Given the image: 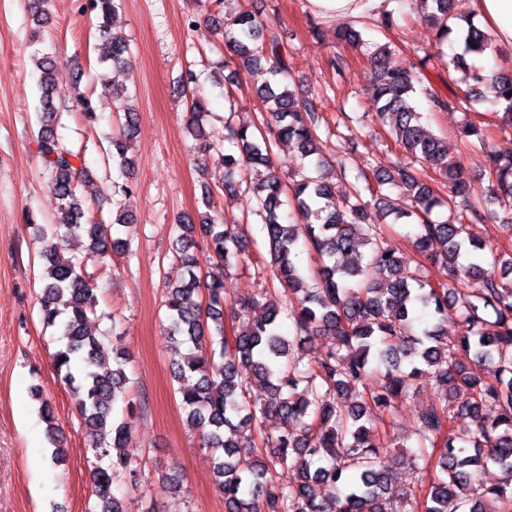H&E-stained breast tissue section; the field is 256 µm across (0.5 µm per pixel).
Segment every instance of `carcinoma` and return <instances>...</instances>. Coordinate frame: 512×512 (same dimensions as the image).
<instances>
[{"instance_id":"1","label":"carcinoma","mask_w":512,"mask_h":512,"mask_svg":"<svg viewBox=\"0 0 512 512\" xmlns=\"http://www.w3.org/2000/svg\"><path fill=\"white\" fill-rule=\"evenodd\" d=\"M224 16V45L249 69H262L270 78L258 88L263 106L262 124L224 126L223 144H211L214 161L224 164V190L244 194L261 217L269 247L270 274L293 300V335H284L282 309L269 303L259 317L250 316L266 290L253 289L235 300L242 323L232 338L224 331V270L244 250V228L236 219L211 210L199 224L178 225L173 251L186 277L165 286L166 334L178 356L174 375L179 380L180 401L187 420L199 429L203 447L213 453L214 475L224 495L225 512H458L468 502L465 493L479 492L468 512H512V280L484 276L483 247L470 234V224L489 215L487 205L512 202V154L485 142L481 129L465 124L460 136L476 138L486 156L488 185L475 193L461 163L448 159L446 142L422 121L413 106L419 84L409 68L389 61L386 45L373 51L368 92L376 105V118L390 127L394 144L421 168L438 173L448 184L442 200L427 181L407 164L394 173L373 171L377 187L350 184L349 201L336 204L334 185L328 177L345 175L344 160L331 166L319 131L325 119L314 99H299L284 80L290 62L279 34L264 25L239 0ZM418 13L435 27L445 41L455 30L456 0H415ZM122 0H85L83 11L100 19L101 31ZM460 31L465 53L482 56L495 48L490 34L465 16ZM128 44L112 33L102 44V56L115 67L127 64ZM40 73L41 122L36 137L37 154L48 187L58 200L54 219L38 225L44 239L39 258L44 281L40 314L44 325L59 326L67 339L55 352L57 377L68 385L95 459L92 471L96 506L93 512H123L112 492L114 481L124 475L134 485L143 478L141 467L128 448L131 437L125 426L112 419V407L124 396L127 357L120 349L106 363L105 337L87 329L96 314L94 285L87 278L84 257L63 260L59 245L70 237L87 241L85 257L105 259L109 250L127 251V240L111 235V226H128V214L118 197L131 193L126 183L112 182L116 205L112 225L90 223L86 201L76 194L75 179L80 153L56 135L54 122L68 110L54 98L56 61L43 54L34 58ZM465 98L489 90L494 100L506 104L500 131L512 135V76L484 69L469 73ZM193 72L175 88L185 99L186 126L197 140H207L208 103L192 86ZM117 101V135L112 156L125 174L132 166L128 141L139 113L122 90ZM288 141L313 164L315 174H302L286 184L275 166L271 137ZM392 184L409 198L407 209L390 206L381 187ZM369 191L372 200L363 199ZM289 205L285 217L282 206ZM381 211L415 218L418 230L412 241L417 253L448 281H430L425 271L380 241V226L369 223L371 205ZM448 207V219L431 218L435 208ZM200 230L208 258L219 272L201 273L194 232ZM321 258L309 287L297 264V245ZM457 307L460 332L454 340L445 335L448 305ZM331 337L324 356L304 361L300 353L311 334ZM186 346L189 353H181ZM268 387V398L250 400L248 379ZM429 377L438 397L418 413L414 426L416 450L397 452L424 461L429 473L426 494L411 508L392 484L388 465L395 443L383 444L366 425L373 406L387 408L414 381ZM47 434L54 444L53 460L61 463L67 452L48 402L41 405ZM283 424L276 436H261L265 418ZM475 427H470V424ZM499 467L503 477L486 486L481 475L488 464ZM293 470L296 481L285 485L279 472Z\"/></svg>"}]
</instances>
